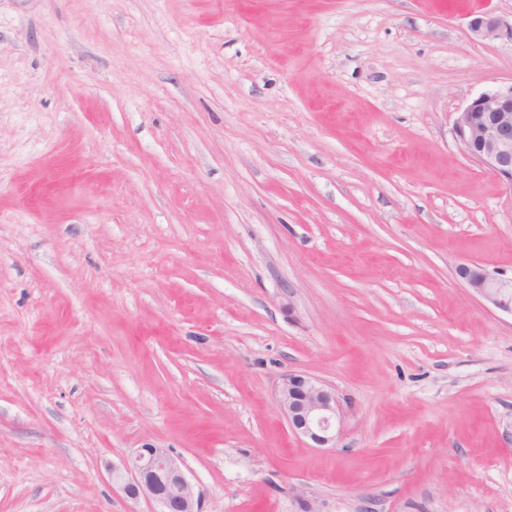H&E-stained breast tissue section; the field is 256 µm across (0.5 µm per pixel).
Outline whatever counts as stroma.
Here are the masks:
<instances>
[{"instance_id": "1", "label": "stroma", "mask_w": 512, "mask_h": 512, "mask_svg": "<svg viewBox=\"0 0 512 512\" xmlns=\"http://www.w3.org/2000/svg\"><path fill=\"white\" fill-rule=\"evenodd\" d=\"M512 0H0V512H512V190L456 112ZM335 389L332 448L276 403ZM468 30L475 40L498 39L502 36L512 40V22L507 24L488 11L473 15L468 22ZM455 272L474 295L494 309L512 314V277L493 275L478 263L462 264ZM276 399L293 434L311 442L313 448H332L343 421L335 390L301 372L285 374ZM108 473L128 498L154 500L157 512H201L199 493L182 463L153 442H144L121 466L109 467Z\"/></svg>"}]
</instances>
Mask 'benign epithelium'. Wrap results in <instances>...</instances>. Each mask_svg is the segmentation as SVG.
Masks as SVG:
<instances>
[{
	"label": "benign epithelium",
	"instance_id": "7a95c632",
	"mask_svg": "<svg viewBox=\"0 0 512 512\" xmlns=\"http://www.w3.org/2000/svg\"><path fill=\"white\" fill-rule=\"evenodd\" d=\"M468 30L475 40H512V23L488 11L472 16ZM453 134L469 159L512 189V85L474 97L456 113ZM456 276L488 305L512 314V277L493 275L478 263L458 266ZM276 399L293 434L310 441L313 448L336 447L343 413L333 388L306 373L290 372L283 376ZM108 473L128 498H150L158 512H201L199 493L182 463L152 442L143 443Z\"/></svg>",
	"mask_w": 512,
	"mask_h": 512
}]
</instances>
